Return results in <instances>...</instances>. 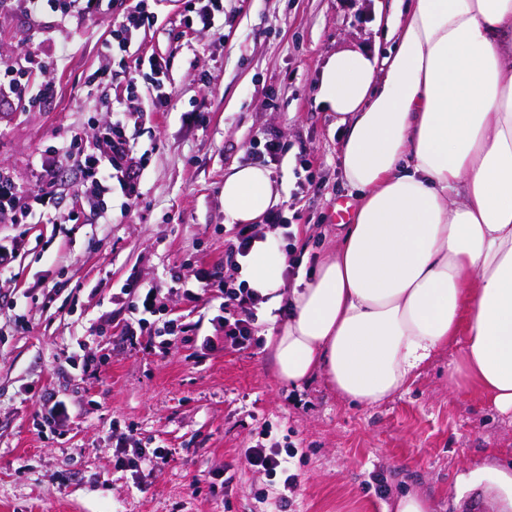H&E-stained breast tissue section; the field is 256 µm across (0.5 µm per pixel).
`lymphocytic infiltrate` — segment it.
<instances>
[{
    "instance_id": "f902f5d3",
    "label": "lymphocytic infiltrate",
    "mask_w": 512,
    "mask_h": 512,
    "mask_svg": "<svg viewBox=\"0 0 512 512\" xmlns=\"http://www.w3.org/2000/svg\"><path fill=\"white\" fill-rule=\"evenodd\" d=\"M26 16L37 17L54 14L67 22L92 20L109 10L111 0H0ZM152 15L148 11V0H127L122 17L112 29V38L102 45L103 52L112 48L129 50L136 32L149 25ZM33 59L32 53L21 56L0 57V105L8 104L16 87L29 86V101L41 99L43 86L30 83L27 66ZM72 160L79 171L78 196L82 205L90 211H107V200L112 195V174L121 172L125 183L131 187L129 202H137L133 189L137 184L142 168V160L137 157L124 132L122 112H113L100 135L86 142L78 153L63 149L61 155L40 159L39 177L35 186L25 189L17 184L10 173L0 168V219L16 214H32L40 211L57 224H67L78 220L79 213L74 209L63 208L55 188L59 164L62 159ZM176 281L184 296L199 301L215 294L224 301V334L233 347L247 349L258 345L256 310L264 298L250 288H236L206 267H199L186 274L177 275ZM125 295L134 296V310L137 320L127 323V336H136L138 330L147 329L159 308L157 299L162 293L160 284L127 283Z\"/></svg>"
}]
</instances>
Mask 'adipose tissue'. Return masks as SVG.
Masks as SVG:
<instances>
[{
	"label": "adipose tissue",
	"mask_w": 512,
	"mask_h": 512,
	"mask_svg": "<svg viewBox=\"0 0 512 512\" xmlns=\"http://www.w3.org/2000/svg\"><path fill=\"white\" fill-rule=\"evenodd\" d=\"M386 28V56L344 50L321 73L358 205L267 345L281 379L320 371L374 405L456 340L449 383L512 412V0H415ZM275 200L264 167L224 176L229 223H256ZM286 261L273 238L256 243L248 287L279 292ZM474 492L512 512V467L460 473L456 500Z\"/></svg>",
	"instance_id": "1"
}]
</instances>
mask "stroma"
<instances>
[{
	"instance_id": "obj_1",
	"label": "stroma",
	"mask_w": 512,
	"mask_h": 512,
	"mask_svg": "<svg viewBox=\"0 0 512 512\" xmlns=\"http://www.w3.org/2000/svg\"><path fill=\"white\" fill-rule=\"evenodd\" d=\"M408 0H224V21L188 28L187 0H149L154 19L133 50L167 60L172 90L153 111L149 80L102 54L117 14L63 26L0 12V57L34 50L47 63L30 80L49 85L27 111L0 109V167L29 188L40 154L92 138L111 111L142 158L139 205L123 212L113 182L108 210L93 222L2 224L20 242L10 278L0 280V512H386L419 491L433 512H451L455 478L488 455L512 461V413L474 388L448 383L452 344L407 388L376 405L349 401L324 374L294 386L280 380L267 346L239 350L224 340L219 298L166 293L162 319L192 326L194 340L166 346L124 334L126 282H161L200 266L232 282L224 263L237 233L224 216V175L234 166L269 169L275 206L294 226V288L333 253L343 231L338 199L354 201L342 171L343 134L318 99L320 73L337 52H384L378 21ZM73 50L51 60L53 42ZM110 70L111 95L84 80ZM289 146L270 160L263 144ZM306 150L310 178L296 160ZM26 317L17 320V309ZM63 400L62 426L42 417L41 397ZM293 443L283 475L256 473L244 451L257 440ZM168 451L166 463L115 468L118 449Z\"/></svg>"
}]
</instances>
